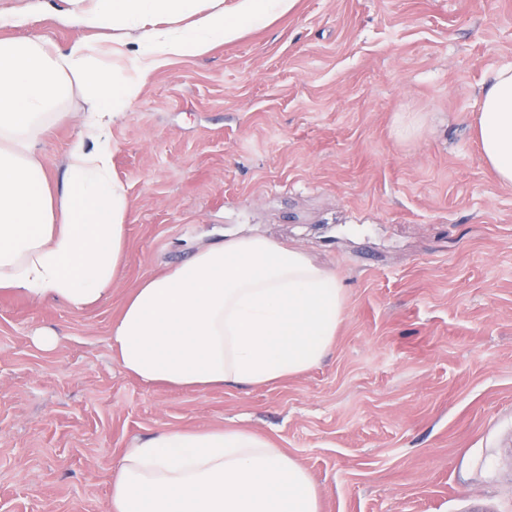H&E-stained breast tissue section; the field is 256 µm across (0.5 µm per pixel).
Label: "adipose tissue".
Segmentation results:
<instances>
[{
    "label": "adipose tissue",
    "instance_id": "adipose-tissue-1",
    "mask_svg": "<svg viewBox=\"0 0 512 512\" xmlns=\"http://www.w3.org/2000/svg\"><path fill=\"white\" fill-rule=\"evenodd\" d=\"M81 34L67 45L0 36V292L85 310L112 294L127 246L130 200L112 171V126L140 80L290 12L296 0H62ZM112 32L108 67L87 32ZM83 133L61 177L37 153L73 95ZM481 153L512 184V64L484 86ZM345 317L335 276L305 252L229 236L146 277L113 321L109 347L145 384L265 387L317 366ZM106 512H320L309 473L245 430H162L125 451Z\"/></svg>",
    "mask_w": 512,
    "mask_h": 512
}]
</instances>
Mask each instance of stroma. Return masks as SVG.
<instances>
[{"label": "stroma", "instance_id": "35a3bbf8", "mask_svg": "<svg viewBox=\"0 0 512 512\" xmlns=\"http://www.w3.org/2000/svg\"><path fill=\"white\" fill-rule=\"evenodd\" d=\"M59 4L0 9L63 44L79 31ZM509 63L512 0H297L149 72L112 127L131 212L111 297L74 311L0 295V512H105L121 455L183 428L266 438L309 472L320 512H512V185L475 135ZM80 132L72 119L42 138L50 173ZM248 235L340 280L323 361L260 388L126 374L108 336L140 282Z\"/></svg>", "mask_w": 512, "mask_h": 512}]
</instances>
